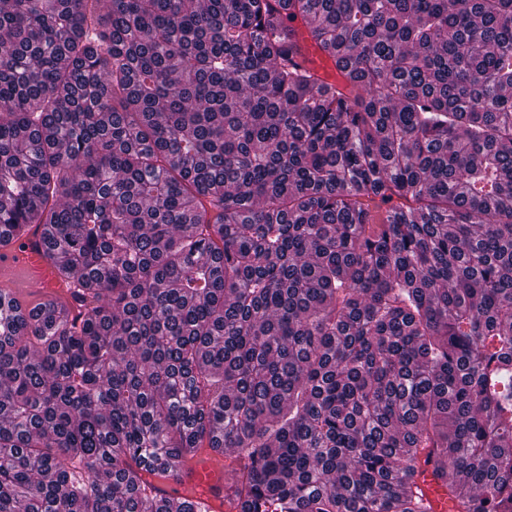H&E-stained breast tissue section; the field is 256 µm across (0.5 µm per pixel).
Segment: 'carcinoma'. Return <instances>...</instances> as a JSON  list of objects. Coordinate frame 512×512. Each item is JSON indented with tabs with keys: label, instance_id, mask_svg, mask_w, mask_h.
Here are the masks:
<instances>
[{
	"label": "carcinoma",
	"instance_id": "obj_1",
	"mask_svg": "<svg viewBox=\"0 0 512 512\" xmlns=\"http://www.w3.org/2000/svg\"><path fill=\"white\" fill-rule=\"evenodd\" d=\"M111 2L0 9V512H512V0ZM289 25L295 32V40L300 49L294 61L307 68L319 81L333 84L347 92L343 77L336 69L335 58L319 46L305 22L298 18ZM44 237L45 228L34 225L27 234L0 249V293L21 300L23 313H28L36 301L58 299L75 316L83 307L73 300L71 290L60 279L57 264L46 256ZM231 459L215 457L208 449L185 464L175 467L166 478L153 479L160 494L175 501L182 500L186 488L194 490V500L198 503L196 512H235V508L224 501V463ZM173 490L179 495L173 496ZM420 484L425 488L434 504V510L437 512H449L451 503L447 500L445 494L446 487L441 479H437L432 474V468L427 467L425 473L419 478Z\"/></svg>",
	"mask_w": 512,
	"mask_h": 512
}]
</instances>
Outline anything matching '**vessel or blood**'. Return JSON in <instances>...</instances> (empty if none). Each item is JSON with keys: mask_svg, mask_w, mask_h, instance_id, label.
<instances>
[{"mask_svg": "<svg viewBox=\"0 0 512 512\" xmlns=\"http://www.w3.org/2000/svg\"><path fill=\"white\" fill-rule=\"evenodd\" d=\"M291 27L299 47L296 63L321 82L343 86L334 57L319 46L305 22L295 20ZM44 237V227L35 225L10 246L0 249V294L20 299L25 313L33 303L58 299L71 314H78L80 305L60 279L56 263L47 257ZM419 482L431 498L435 512H449L451 504L442 480L428 471L420 476ZM153 484L167 497L177 490L193 489L198 512H235L224 500V461L209 450H201L194 459L175 467L166 478L154 479Z\"/></svg>", "mask_w": 512, "mask_h": 512, "instance_id": "1", "label": "vessel or blood"}]
</instances>
